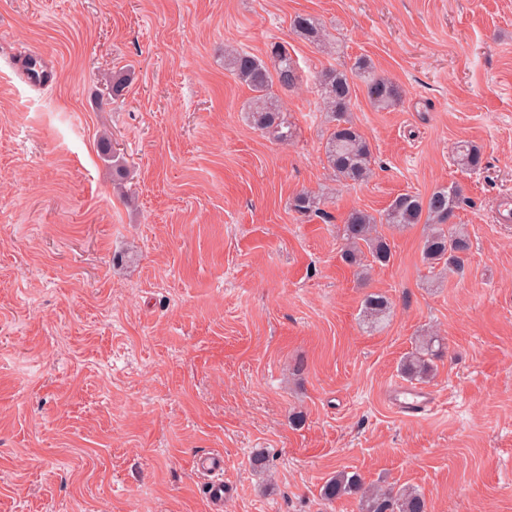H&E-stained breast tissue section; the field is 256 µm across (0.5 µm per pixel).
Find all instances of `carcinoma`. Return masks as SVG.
<instances>
[{
	"instance_id": "carcinoma-1",
	"label": "carcinoma",
	"mask_w": 512,
	"mask_h": 512,
	"mask_svg": "<svg viewBox=\"0 0 512 512\" xmlns=\"http://www.w3.org/2000/svg\"><path fill=\"white\" fill-rule=\"evenodd\" d=\"M293 29L310 42H319L323 38L322 24L307 15L296 16ZM224 64L253 93L246 109L250 124L273 134L279 141H288L292 137L291 127L282 118L278 100L272 94L273 85L289 90L300 79L288 48L283 44L273 45L267 62L251 53L227 48ZM354 75L363 80L369 98L378 107H391L400 100L398 87L377 75L362 58L357 59L348 71L329 69L319 75L323 105L334 121L325 144L326 160L336 178L346 183L366 180L372 163L368 142L346 117L352 105L351 79ZM455 161L463 169L476 170L482 164V153L473 145H461L457 148ZM459 203L460 192L451 186L439 188L425 197L401 193L379 219L366 211L354 210L343 225L345 249L342 258L352 266L360 267L368 259L373 264L385 266L392 253L386 239L379 235L377 223L405 227L423 222L429 228L422 246L424 259L431 264L443 261L450 267H458L462 255L469 252L471 241L462 231L448 234L443 225L455 216ZM319 204L320 199L308 192L296 195L292 201L293 209L299 213L316 211ZM389 309L388 298L382 294L372 293L364 300L363 313L373 321L383 320ZM438 343L436 336L422 340L415 352L404 360L402 373L411 380L428 378L433 371L432 356ZM352 494L360 495L361 512H428L426 499L417 491L403 489L395 492L366 487L356 472L340 471L323 486V495L328 500Z\"/></svg>"
}]
</instances>
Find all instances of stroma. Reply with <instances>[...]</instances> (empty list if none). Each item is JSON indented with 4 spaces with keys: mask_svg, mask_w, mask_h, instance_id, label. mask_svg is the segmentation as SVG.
<instances>
[{
    "mask_svg": "<svg viewBox=\"0 0 512 512\" xmlns=\"http://www.w3.org/2000/svg\"><path fill=\"white\" fill-rule=\"evenodd\" d=\"M276 42L300 75L272 89L285 143L249 125L224 65ZM359 58L401 100L355 80L372 174L345 186L317 77ZM464 143L480 169L454 163ZM449 186L458 269L424 261L421 224L378 225L392 257L367 276L343 262L351 211ZM302 192L319 212L292 208ZM506 198L512 0H0V512H211L202 451L224 457V512H359L321 495L341 470L428 512H512ZM370 293L391 306L377 327ZM426 335L445 349L412 383ZM409 386L429 412L396 409ZM293 29L298 36L310 42H320L323 38L322 24L307 15H297L293 20ZM437 336H427L423 339L419 346H416L415 352L406 357L402 365V373L410 380H424L428 378L432 371V359L425 356L433 357L435 355V345H440Z\"/></svg>",
    "mask_w": 512,
    "mask_h": 512,
    "instance_id": "obj_1",
    "label": "stroma"
}]
</instances>
